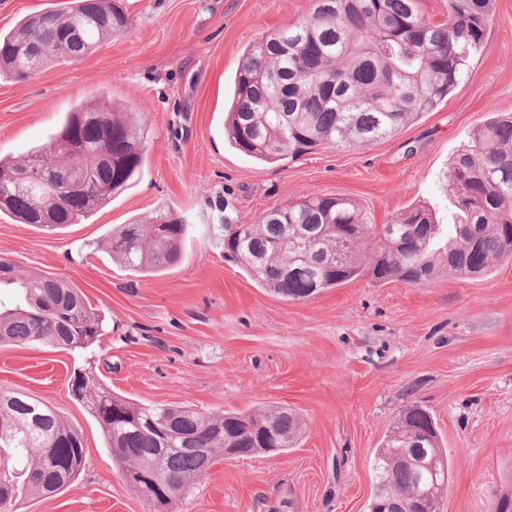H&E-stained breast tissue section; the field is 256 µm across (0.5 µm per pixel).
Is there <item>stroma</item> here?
I'll return each instance as SVG.
<instances>
[{"mask_svg":"<svg viewBox=\"0 0 512 512\" xmlns=\"http://www.w3.org/2000/svg\"><path fill=\"white\" fill-rule=\"evenodd\" d=\"M128 28L84 60L17 82L0 77V156L50 142L77 103L106 95L146 134L131 188L81 224L48 234L0 216V256L80 288L103 319L86 350L0 344V390L50 405L83 438L85 464L53 497L10 512H153L117 471L99 424L69 389L74 370L149 404L207 414L293 408L296 447L216 460L169 512H368L376 449L401 411L428 408L448 455L443 512H490L512 473V261L423 286L368 275L293 301L224 256V225L251 224L307 196L358 200L383 224L424 202L452 221L451 159L497 112L512 113V0H494L467 74L434 110L360 149L330 145L273 164L224 136L245 49L305 16L311 0H125ZM185 218L181 262L144 275L113 261L114 227L158 211Z\"/></svg>","mask_w":512,"mask_h":512,"instance_id":"stroma-1","label":"stroma"}]
</instances>
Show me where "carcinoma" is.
<instances>
[{"label": "carcinoma", "mask_w": 512, "mask_h": 512, "mask_svg": "<svg viewBox=\"0 0 512 512\" xmlns=\"http://www.w3.org/2000/svg\"><path fill=\"white\" fill-rule=\"evenodd\" d=\"M494 0H448L451 23H435L421 0H312L310 12L263 36L243 53L225 126L234 147L274 163L330 144L366 147L393 136L436 108L462 79L470 51L483 42ZM119 0H66L0 33V75L27 81L50 64L73 63L125 31ZM79 139L83 154L64 144ZM144 148L134 117L106 96L75 105L56 136L22 161L0 157V216L54 233L81 224L112 202L140 171ZM50 171L46 192L80 177L85 194L42 224V194L12 178L35 164ZM448 196L455 207L448 240L443 225L417 204L385 224H371L347 197H305L265 213L255 224H224V252L264 288L291 300L336 288L367 273L379 284L417 286L447 272L474 277L512 260V114L479 127L452 160ZM480 238L472 243L471 230ZM187 224L158 212L113 230L112 257L139 272L165 270L182 257ZM0 343L87 349L101 336V316L82 291L47 273H21L0 257ZM72 395L99 423L129 488L152 507L180 500L204 477L206 460L226 448H293L303 423L291 408L202 414L112 393L90 370L76 371ZM404 432L387 435L374 454L372 503L412 504L417 488L448 486V456L424 408L403 410ZM424 454L432 468L407 457ZM80 433L51 406L24 393L0 391V508L25 496L59 493L83 468ZM163 473L162 499L151 477ZM491 512H512V479L494 492Z\"/></svg>", "instance_id": "cac0c4a2"}]
</instances>
